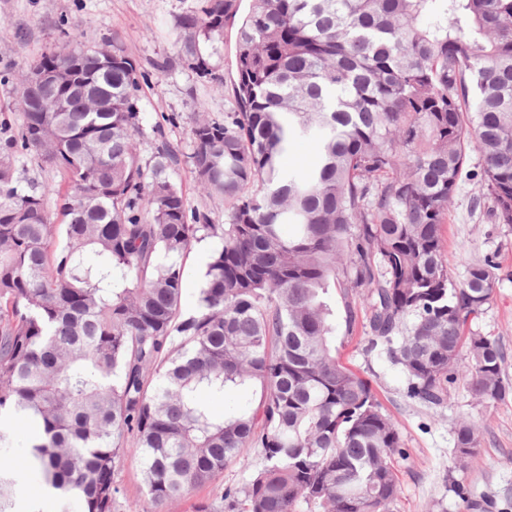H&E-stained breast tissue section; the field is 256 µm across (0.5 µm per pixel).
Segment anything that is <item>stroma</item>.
<instances>
[{
  "label": "stroma",
  "instance_id": "stroma-1",
  "mask_svg": "<svg viewBox=\"0 0 512 512\" xmlns=\"http://www.w3.org/2000/svg\"><path fill=\"white\" fill-rule=\"evenodd\" d=\"M197 5V0H0V111L18 119L15 87L19 73L44 53L55 51L66 31L80 33L83 42L116 39L137 63L142 78L143 120L137 147L143 163H150L158 140L156 125H163L167 140L182 161L175 178L181 183L190 208H208L214 223H224L223 200L203 195L187 156L191 151L190 129L198 112L223 121L234 109V28L224 30V49L213 63L224 76L223 86L200 78L180 61L176 42L177 18ZM491 201L477 181L462 177L452 200L444 228L448 267L464 276L470 263L492 258L498 281L492 303L475 322L482 335L494 339L503 352L504 378L512 383V227L492 223ZM220 238L194 243L183 264L186 271L181 312L199 311V293L206 266L203 248L218 249ZM336 349L360 375L371 380L382 410L396 423L405 455L398 459L401 482L393 512H512V393L497 402L474 399L465 378L449 387L443 405L426 406L407 397L401 370L386 357L366 354L362 332L347 334L343 296H336ZM467 418L479 427L480 445L465 464L454 456V427ZM10 430L9 453L20 463L22 484L16 512H26L38 501L43 512H56L45 490L42 473L29 465L28 430L14 419L0 420ZM262 464L257 451L245 461L229 464L213 484L197 490L192 498L173 503L167 512H192L195 503L219 499L224 488L245 483ZM466 489V496L449 492V479Z\"/></svg>",
  "mask_w": 512,
  "mask_h": 512
}]
</instances>
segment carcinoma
<instances>
[{
  "mask_svg": "<svg viewBox=\"0 0 512 512\" xmlns=\"http://www.w3.org/2000/svg\"><path fill=\"white\" fill-rule=\"evenodd\" d=\"M236 27V110L194 120L188 156L227 222L189 211L163 140L142 164L140 72L117 43L77 36L35 64L81 83L29 88L22 123L0 120V417L41 429L30 460L59 505L119 512L128 437L143 503L166 507L256 448L263 466L195 512H392L397 425L333 339L332 290L346 332L365 308V351L385 356L410 398L439 406L464 375L472 396L512 390L496 341L473 322L495 293L496 264L448 268L444 224L470 148L496 224L512 226V0H199L176 21L188 68L221 87L211 58ZM66 112H41L48 97ZM99 100L97 112L85 99ZM315 158L286 167L291 141ZM34 155L63 184H38ZM57 196L65 243L53 244ZM218 237L199 296L181 318L182 258ZM260 388L252 410L216 411L203 391ZM461 419L454 447L477 448ZM19 480L0 453V512Z\"/></svg>",
  "mask_w": 512,
  "mask_h": 512,
  "instance_id": "cac0c4a2",
  "label": "carcinoma"
}]
</instances>
